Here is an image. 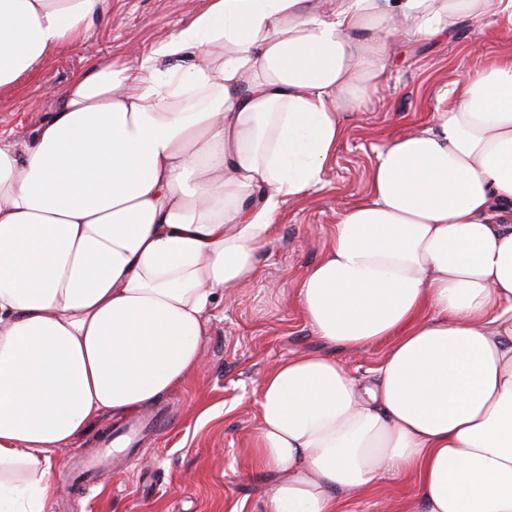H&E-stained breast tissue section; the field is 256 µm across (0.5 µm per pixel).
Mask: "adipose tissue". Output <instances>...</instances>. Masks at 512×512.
Here are the masks:
<instances>
[{
	"instance_id": "ef3b65f1",
	"label": "adipose tissue",
	"mask_w": 512,
	"mask_h": 512,
	"mask_svg": "<svg viewBox=\"0 0 512 512\" xmlns=\"http://www.w3.org/2000/svg\"><path fill=\"white\" fill-rule=\"evenodd\" d=\"M109 0H0V92ZM512 0H200L92 62L33 134L0 132V512H49L52 459L203 365L208 314L254 280L283 207L323 185L392 42ZM169 67H161V60ZM378 151L298 301L325 344L389 342L359 379L325 353L258 389L262 512H346L385 475L417 512H512V58Z\"/></svg>"
}]
</instances>
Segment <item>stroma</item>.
Segmentation results:
<instances>
[{"label":"stroma","mask_w":512,"mask_h":512,"mask_svg":"<svg viewBox=\"0 0 512 512\" xmlns=\"http://www.w3.org/2000/svg\"><path fill=\"white\" fill-rule=\"evenodd\" d=\"M191 17L187 0H112L82 39L0 93V130L29 132L56 109V91L92 61L131 46L149 49ZM476 42L483 62L494 65L512 55V22L464 21L445 39L393 44L386 80L349 119L323 186L285 205L258 253L253 282L217 298L202 344L203 369L157 402L167 412L164 426L133 454L116 449L125 471H105L84 489L72 473L73 450L97 453L101 436L126 421L103 416L76 449L56 453L50 512H260L267 483L250 471L248 457L258 426L256 381L273 363L326 348L299 310V283L324 254L340 216L366 197L379 148L430 123L447 106L443 91L475 70L470 47ZM413 497L408 481L389 475L372 492L350 495L348 512H408Z\"/></svg>","instance_id":"35a3bbf8"}]
</instances>
